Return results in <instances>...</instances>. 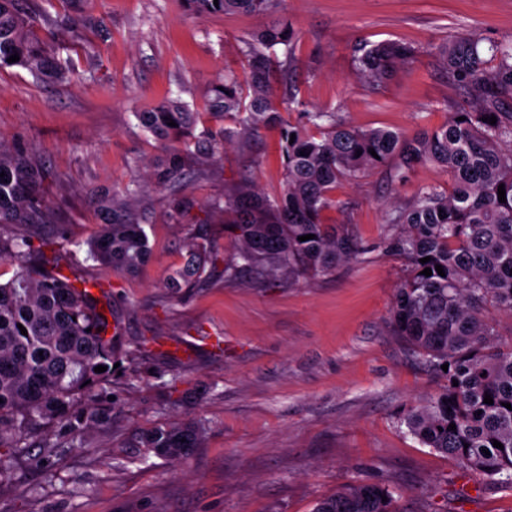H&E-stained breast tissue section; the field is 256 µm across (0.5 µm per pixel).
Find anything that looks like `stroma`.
<instances>
[{"mask_svg":"<svg viewBox=\"0 0 512 512\" xmlns=\"http://www.w3.org/2000/svg\"><path fill=\"white\" fill-rule=\"evenodd\" d=\"M64 27L37 24L61 46L74 80L43 82L0 70V141L24 147L49 171L55 221L33 227L47 256L70 278L96 287L121 326L117 374L101 382L99 415L73 442L54 421L30 435L0 477V512H313L344 485L394 488L399 512H512V487L486 486L459 462L423 445L404 418L436 396L441 381L390 325L400 259L378 250L387 219L422 187H452L441 167L422 164L405 182L387 169L337 187L327 223L345 224L366 254L309 282L225 281L233 252L224 236V191L248 179L269 196L283 180L280 134L237 139L180 187L190 208L173 213L171 192L149 184L161 146L137 112L180 99L215 128L210 89L225 72L244 75L241 39L270 19L295 32L296 101L335 112L359 129L413 134L444 125L467 98L438 49L464 33L512 39V0H283L274 16L196 18L184 0H35ZM384 40L412 46L413 61L379 90L358 74L359 48ZM137 190L151 257L137 273L87 260L103 222L97 196ZM211 251L209 279L185 296L166 287L188 244ZM175 422L203 427L196 448L170 462L140 437ZM55 444L46 456L44 443ZM53 468L44 481V468Z\"/></svg>","mask_w":512,"mask_h":512,"instance_id":"stroma-1","label":"stroma"}]
</instances>
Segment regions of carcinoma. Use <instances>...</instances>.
Returning <instances> with one entry per match:
<instances>
[{
    "instance_id": "obj_1",
    "label": "carcinoma",
    "mask_w": 512,
    "mask_h": 512,
    "mask_svg": "<svg viewBox=\"0 0 512 512\" xmlns=\"http://www.w3.org/2000/svg\"><path fill=\"white\" fill-rule=\"evenodd\" d=\"M199 18L213 14L268 13L281 0H184ZM28 0H0V70L19 67L38 78L63 82L69 70L57 49L33 34ZM294 31L288 22L240 40L248 70L213 85V115L231 126L206 137L193 130L198 113L168 100L136 113L140 125L168 150L152 172L154 183L176 189L184 172L202 167L221 140L252 139L281 130L283 188L275 197L239 183L224 195V232L234 245L224 260V280L266 274L276 280L315 279L363 254L348 227L323 222V212L338 204L333 196L344 182H356L380 167L399 181L415 166L434 164L449 172L451 191L419 189L413 202L389 218L383 250L404 261L390 323L421 357L427 370L442 377L441 392L404 419L409 432L434 451L454 457L484 484L512 485V341L505 343L492 312L512 314V111L496 97L512 89V40L480 45L471 35L448 39L439 49L453 80L475 92L469 109L455 112L440 128L411 136L389 129H357L334 112H305L303 126H284L274 86L286 78ZM284 49L278 59L275 47ZM19 60L9 63L12 55ZM415 50L399 41L360 49L354 64L366 84L379 89ZM494 66H488V61ZM496 117V124L482 121ZM176 126L171 127L168 122ZM316 129L311 133L308 128ZM295 140H290V136ZM376 155H371L369 149ZM362 154H357V151ZM305 155H300V152ZM46 171L25 149L0 142V224L54 222L43 185ZM504 185L506 202L498 199ZM134 190L105 193L99 207L106 222L88 243L87 258L131 273L151 255L148 236L131 199ZM315 238L306 241L298 237ZM431 257L422 263L420 259ZM16 266L0 281V448L20 454L28 434L52 417L67 422L73 438L84 419L97 415L96 389L112 372L120 351L109 322L87 288L47 263L40 246L25 235H0V260ZM211 252L194 246L173 271L168 287L192 288L206 279ZM440 265L445 272L435 271ZM426 268L432 275L421 274ZM27 334H21L20 328ZM448 365L443 370L442 365ZM102 365L107 370L97 373ZM458 385H453V382ZM491 395L493 404L484 403ZM78 406L82 415L71 416ZM456 425V430L449 425ZM202 432L196 423L156 428L142 447L178 460L195 447ZM499 441L503 448L493 446ZM394 491L377 483L347 485L318 502L313 512H395Z\"/></svg>"
}]
</instances>
